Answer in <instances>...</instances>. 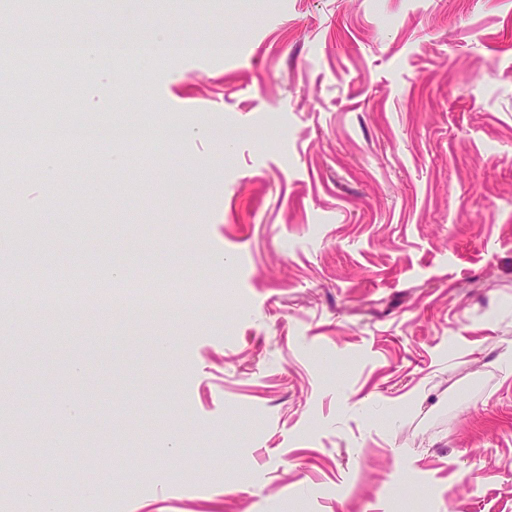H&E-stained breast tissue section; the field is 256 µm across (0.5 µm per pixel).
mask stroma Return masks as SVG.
<instances>
[{
  "mask_svg": "<svg viewBox=\"0 0 512 512\" xmlns=\"http://www.w3.org/2000/svg\"><path fill=\"white\" fill-rule=\"evenodd\" d=\"M83 10L86 42L146 47L161 19L173 45L126 56L110 98L83 82L84 113L185 135L56 197L29 199L44 168L15 174L0 226L44 224L0 253L19 284L106 256L182 297L93 322L0 303L20 330L0 380L39 402L0 408L28 435L15 465L57 473L77 402L68 470L99 473L109 512H512V0ZM56 30L0 11V42ZM8 105L40 155L51 105Z\"/></svg>",
  "mask_w": 512,
  "mask_h": 512,
  "instance_id": "1",
  "label": "stroma"
}]
</instances>
